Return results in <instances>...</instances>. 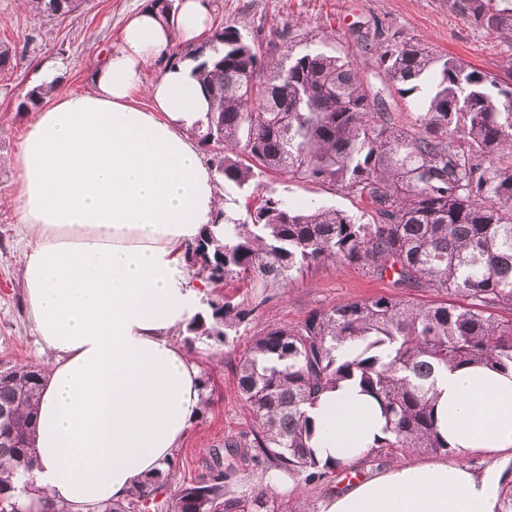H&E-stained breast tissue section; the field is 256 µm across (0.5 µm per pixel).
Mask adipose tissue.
Here are the masks:
<instances>
[{"mask_svg": "<svg viewBox=\"0 0 512 512\" xmlns=\"http://www.w3.org/2000/svg\"><path fill=\"white\" fill-rule=\"evenodd\" d=\"M208 0H181L171 19L133 14L84 93L47 98L9 157L12 205L34 239L21 278L41 348L53 356L39 399L33 485L68 512L129 499L162 471L201 400L195 363L177 332L201 313L203 281L182 248L223 204L192 137L210 110L195 61L145 67L198 42ZM146 87L151 106L131 105ZM438 430L454 461L396 462L319 512H496L501 473L476 474L464 457L512 455V369L439 370ZM323 459L356 466L383 438L377 403L345 383L309 408Z\"/></svg>", "mask_w": 512, "mask_h": 512, "instance_id": "1", "label": "adipose tissue"}]
</instances>
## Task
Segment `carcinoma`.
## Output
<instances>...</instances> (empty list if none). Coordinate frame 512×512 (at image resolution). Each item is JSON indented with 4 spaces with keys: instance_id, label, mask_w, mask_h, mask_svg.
Returning <instances> with one entry per match:
<instances>
[{
    "instance_id": "carcinoma-1",
    "label": "carcinoma",
    "mask_w": 512,
    "mask_h": 512,
    "mask_svg": "<svg viewBox=\"0 0 512 512\" xmlns=\"http://www.w3.org/2000/svg\"><path fill=\"white\" fill-rule=\"evenodd\" d=\"M80 0H38L45 18ZM448 9L487 32H512V0H448ZM193 50L195 77L214 108L198 127L211 148L210 166L224 185L243 189L274 170L295 181L326 184L371 209L361 223L333 206L293 208L263 197L242 221L228 210L184 246L193 277L216 290L208 312L186 327L185 342H228L267 291L283 290L313 265L355 264L389 278L396 293L339 303L295 325L268 326L253 336L237 365L238 390L252 419L249 431L224 442L227 455L288 474L299 484L334 477L337 462L313 453L306 406L343 381L372 396L389 436L372 454L393 461L430 451L447 454L434 417V373L441 368L512 366V82L454 57L433 53L418 38L374 30L362 45L407 95L424 76L433 94L413 123L397 125L381 92L340 57L289 47L277 57L229 27ZM245 289L240 299L219 289ZM420 288L439 300L410 303ZM345 345L358 354L341 360ZM44 378L36 365L0 366V512H25L13 476L36 457V399ZM223 462L181 487L165 512H280L264 486L227 498ZM159 477L125 502L97 512H142L156 501ZM500 510L512 512V466L501 476Z\"/></svg>"
}]
</instances>
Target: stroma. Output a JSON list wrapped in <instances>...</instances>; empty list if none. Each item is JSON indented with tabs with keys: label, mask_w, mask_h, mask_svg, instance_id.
<instances>
[{
	"label": "stroma",
	"mask_w": 512,
	"mask_h": 512,
	"mask_svg": "<svg viewBox=\"0 0 512 512\" xmlns=\"http://www.w3.org/2000/svg\"><path fill=\"white\" fill-rule=\"evenodd\" d=\"M151 0H85L71 14L48 20L35 16L23 0H0V43L17 55L13 69L0 73V365L33 363L49 367L50 353L40 351L20 277L30 247L18 218L7 201L18 191L7 158L19 146L35 115L27 94L42 67L58 68L56 96L90 90L93 69L111 47L117 46L127 18ZM210 27H230L248 40L269 41L293 28L294 50L316 47L364 68L376 88L383 90L387 109L396 123L411 124L431 94L430 81L420 92L400 95L376 67L361 44L373 29L386 35L414 36L436 54H449L482 71L503 73L512 58V34H489L448 9V0H209ZM278 196L297 207L326 204L358 216L366 207L358 199L330 190L327 185L291 181L265 172L249 191L227 189L233 211L245 216L256 197ZM388 280L373 277L360 266H319L298 277L290 289L262 306L241 325L233 342L196 340L188 354L202 383L199 413L180 448L161 474L158 502L173 497L182 486L207 474L215 452L225 440L247 431L252 420L237 387L236 364L250 338L267 325H294L310 313L336 304L387 295ZM343 474L321 485L296 486L280 494L279 504L291 512L306 503L316 512L327 495L347 489Z\"/></svg>",
	"instance_id": "obj_1"
}]
</instances>
